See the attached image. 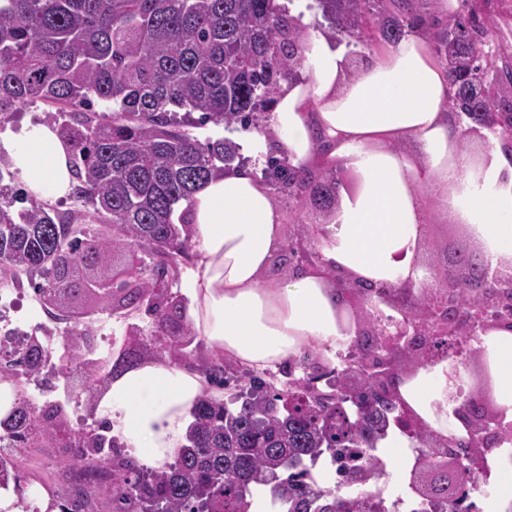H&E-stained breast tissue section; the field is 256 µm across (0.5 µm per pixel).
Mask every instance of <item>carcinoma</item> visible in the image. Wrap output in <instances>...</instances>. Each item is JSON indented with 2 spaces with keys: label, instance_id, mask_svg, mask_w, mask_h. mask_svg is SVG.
<instances>
[{
  "label": "carcinoma",
  "instance_id": "carcinoma-1",
  "mask_svg": "<svg viewBox=\"0 0 512 512\" xmlns=\"http://www.w3.org/2000/svg\"><path fill=\"white\" fill-rule=\"evenodd\" d=\"M316 2L337 32L358 37L365 48L422 36L448 75V110L475 123L501 116V133L512 137V92L502 90L512 86V57L493 47L490 21L470 9L442 19L418 10L417 0ZM302 35L299 19L276 0H0V115L20 103L58 106L57 130L70 145L76 179L72 197L91 203L112 226L110 233L91 229L83 226L84 213L59 214L33 200L17 208V196L1 184L14 173L0 171V274H10L3 284L17 288L25 275L49 312L82 296L62 285L77 267L96 268L116 251L144 254L118 292L104 295L110 312L144 307L155 315L138 346L100 355L78 330L79 308L63 315L73 325L59 361H82L87 397L97 390L99 373L110 381L159 346L177 364L194 366V337L181 299L170 291L188 252L175 210L215 170L242 166L244 158L232 139L203 144L185 128L213 123L265 131L257 112L274 104L280 80L301 66ZM263 175L277 191L313 206L327 204L339 185L271 157ZM463 262L473 281L456 300L480 306L496 292L482 278L487 259L466 251ZM444 345L446 334L421 340L408 368L430 364L434 348L451 358ZM355 347L358 362L323 372L308 354L301 363L306 375L281 382L209 363V381L224 387L234 381L235 392L226 400L199 398L186 445L161 471L126 457L96 428L59 429L62 407L39 408L22 389L0 421V488L13 490L15 506L29 512L13 449L58 445L66 435L62 444L74 449L83 478L74 499L54 501L59 512H103L105 502L112 512H255L261 486L271 487L273 502L284 505L280 512H388L361 488L384 475L375 451L396 421L424 448L420 466L408 473L416 496L446 503L464 496L469 465L452 448L478 443L434 434L417 417L402 419L390 382L401 368L391 365L382 376L373 371L386 345L367 330ZM51 354L38 336H24L8 351L0 381L39 379ZM460 407L469 425L479 427L489 415L482 401L463 397ZM350 448L365 455L339 485L320 489L307 480L319 459L334 463Z\"/></svg>",
  "mask_w": 512,
  "mask_h": 512
}]
</instances>
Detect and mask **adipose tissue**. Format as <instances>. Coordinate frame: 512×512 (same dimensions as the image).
<instances>
[{
	"instance_id": "1",
	"label": "adipose tissue",
	"mask_w": 512,
	"mask_h": 512,
	"mask_svg": "<svg viewBox=\"0 0 512 512\" xmlns=\"http://www.w3.org/2000/svg\"><path fill=\"white\" fill-rule=\"evenodd\" d=\"M298 77L281 81L269 133H256L297 171L321 175L343 166L356 185H340L316 247L323 262L282 276L283 215L252 170L215 171L180 213L195 267L183 279V316L196 338L240 366L275 369L316 350L323 362L358 337L359 325L332 284L347 274L379 286L435 283L420 261L423 194L442 213L470 225L491 263H512V155L490 138L480 153L461 149L448 118V78L430 45L412 34L356 59L326 29L305 24ZM413 139L417 156L397 150ZM69 148L56 128L25 122L0 130V154L41 200L69 196ZM498 406L512 422V330L480 343ZM458 385L447 361L405 373L399 394L435 433L465 434L448 396ZM206 376L164 359H147L114 376L95 418L138 463L161 469L185 443L191 410Z\"/></svg>"
}]
</instances>
